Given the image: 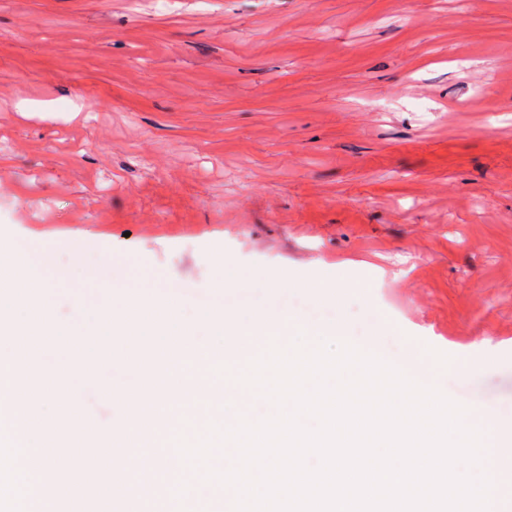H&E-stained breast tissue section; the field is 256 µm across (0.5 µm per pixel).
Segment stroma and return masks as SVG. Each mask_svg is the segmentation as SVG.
<instances>
[{
	"instance_id": "35a3bbf8",
	"label": "stroma",
	"mask_w": 512,
	"mask_h": 512,
	"mask_svg": "<svg viewBox=\"0 0 512 512\" xmlns=\"http://www.w3.org/2000/svg\"><path fill=\"white\" fill-rule=\"evenodd\" d=\"M45 241L94 315L100 281L324 317L264 272L323 266L452 381L512 414V0H0V231ZM96 270L98 283L87 280Z\"/></svg>"
}]
</instances>
